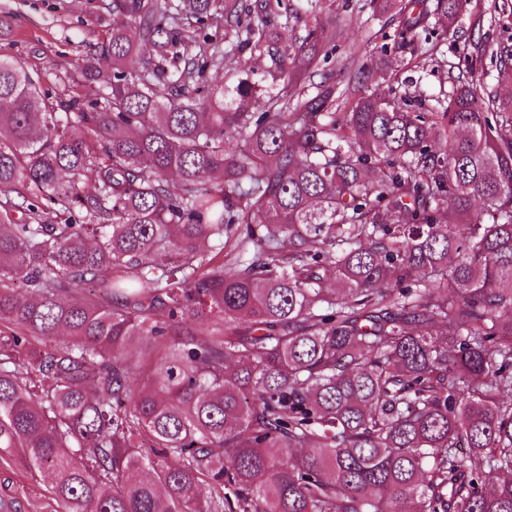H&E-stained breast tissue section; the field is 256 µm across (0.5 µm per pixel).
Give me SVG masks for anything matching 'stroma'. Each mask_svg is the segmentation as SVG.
I'll use <instances>...</instances> for the list:
<instances>
[{
	"label": "stroma",
	"instance_id": "stroma-1",
	"mask_svg": "<svg viewBox=\"0 0 512 512\" xmlns=\"http://www.w3.org/2000/svg\"><path fill=\"white\" fill-rule=\"evenodd\" d=\"M110 0H0V55L23 62L50 102L89 94L81 76L86 56L105 42L115 20ZM370 0H320L315 13H301L278 23L283 40L305 36L313 26L332 33L319 74L338 78L368 66L370 86L383 96L398 93L411 102L434 105L447 100L471 44L485 46L474 60L477 75L498 95L512 94V85L496 80L493 51L512 44V0H471L450 33L433 31L415 49L396 50L397 23L373 15ZM16 450L0 449V512H55L46 475L28 473Z\"/></svg>",
	"mask_w": 512,
	"mask_h": 512
}]
</instances>
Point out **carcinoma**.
Segmentation results:
<instances>
[{
    "instance_id": "carcinoma-1",
    "label": "carcinoma",
    "mask_w": 512,
    "mask_h": 512,
    "mask_svg": "<svg viewBox=\"0 0 512 512\" xmlns=\"http://www.w3.org/2000/svg\"><path fill=\"white\" fill-rule=\"evenodd\" d=\"M466 4L378 8L409 48ZM109 7L100 100L0 55V448L59 512H512V96L470 67L425 112L365 66L316 82L289 0Z\"/></svg>"
}]
</instances>
